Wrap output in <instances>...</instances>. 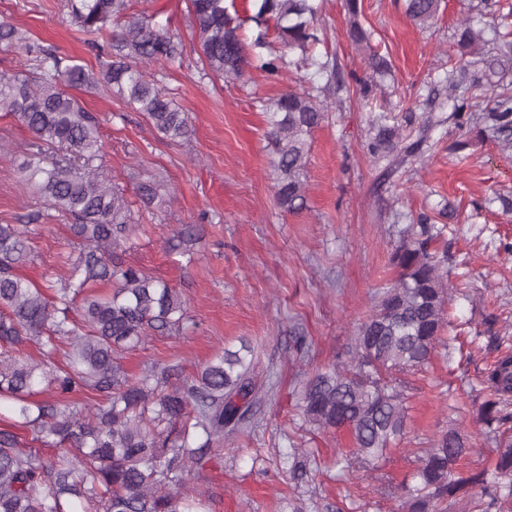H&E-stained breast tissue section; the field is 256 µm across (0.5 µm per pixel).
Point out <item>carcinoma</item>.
<instances>
[{
    "instance_id": "carcinoma-1",
    "label": "carcinoma",
    "mask_w": 512,
    "mask_h": 512,
    "mask_svg": "<svg viewBox=\"0 0 512 512\" xmlns=\"http://www.w3.org/2000/svg\"><path fill=\"white\" fill-rule=\"evenodd\" d=\"M358 2L348 0L349 36L367 47ZM128 3L69 0L68 7L80 29L95 35L123 16ZM253 6L250 20L259 26L274 21L278 40L300 51L299 58L263 55L265 32L246 44L225 0H190L200 56L212 74L239 79L254 65L269 74L286 65L313 66L326 86L348 90L337 59L307 54L320 41L314 0H253ZM440 7L441 0H406V14L421 28L434 24ZM462 26L461 45L485 44L483 30L467 21ZM19 47L34 55L37 68L0 72V107L33 135L24 180L45 207L71 221L77 254L69 259L67 279L57 283L46 275L39 287L22 272L34 261V229L0 224V404L11 413L0 428V512H208L209 499L197 487L206 480L202 464L224 452L220 444L243 430L257 403L253 350L245 343L226 349L175 384L171 366L153 365L140 375L123 368L125 351L153 334L183 329L186 300L166 281L116 260L114 250L135 228L132 203L96 164L103 149L96 119L61 88L93 84L94 74L78 64L62 67L61 59L22 43L16 27L1 20L0 49ZM183 52L180 38L142 13L112 34L101 72L114 95L173 141L191 135L188 117L145 67L180 60ZM471 65L460 58L448 71L454 114L466 111L469 93L481 87L477 78L467 82ZM322 92L303 87L265 105L277 198L290 211L304 205L310 136L326 112ZM386 120L377 119L368 150L391 169L414 156L422 139L402 135ZM483 120L512 145V88L501 85ZM136 194L146 207L158 198L150 181L141 182ZM437 237L426 216L406 228L390 258L396 276L359 325L347 358L302 385L304 421L318 430H350V455L365 473L377 471L386 449L404 438L407 394L399 375L428 364L446 325L448 288L432 252ZM97 283L111 285L112 292L89 293ZM30 347L37 357L26 354ZM488 382L494 399L484 404L483 418L502 423L509 416L500 407L512 397L511 355L495 363ZM471 452L454 430L435 439L402 485L406 512H447L472 485L481 488L475 512L511 507L512 439L499 442L492 471L464 478L456 468Z\"/></svg>"
}]
</instances>
